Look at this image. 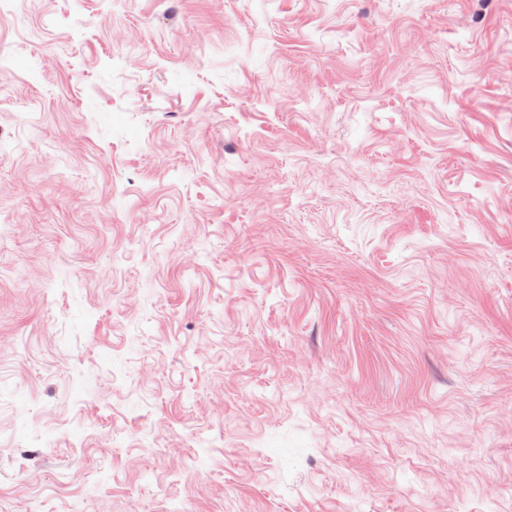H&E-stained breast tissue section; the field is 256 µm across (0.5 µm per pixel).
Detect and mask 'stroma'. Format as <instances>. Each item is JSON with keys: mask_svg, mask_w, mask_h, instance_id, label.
Instances as JSON below:
<instances>
[{"mask_svg": "<svg viewBox=\"0 0 512 512\" xmlns=\"http://www.w3.org/2000/svg\"><path fill=\"white\" fill-rule=\"evenodd\" d=\"M0 512H512V0H0Z\"/></svg>", "mask_w": 512, "mask_h": 512, "instance_id": "35a3bbf8", "label": "stroma"}]
</instances>
